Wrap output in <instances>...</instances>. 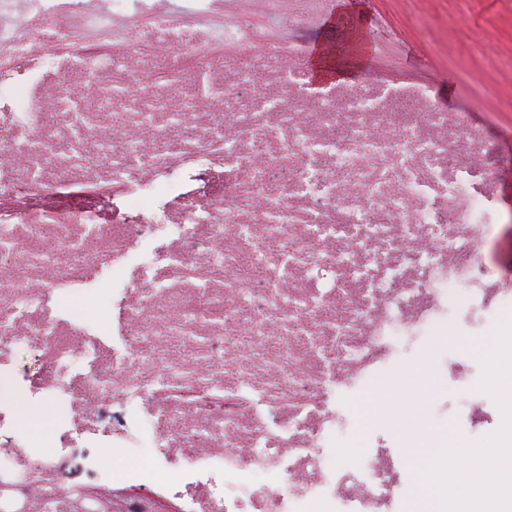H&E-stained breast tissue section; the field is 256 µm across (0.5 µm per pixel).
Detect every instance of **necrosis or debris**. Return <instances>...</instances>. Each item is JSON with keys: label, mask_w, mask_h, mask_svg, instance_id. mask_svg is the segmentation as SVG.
I'll list each match as a JSON object with an SVG mask.
<instances>
[{"label": "necrosis or debris", "mask_w": 512, "mask_h": 512, "mask_svg": "<svg viewBox=\"0 0 512 512\" xmlns=\"http://www.w3.org/2000/svg\"><path fill=\"white\" fill-rule=\"evenodd\" d=\"M326 4L0 0V379L52 411L0 397L14 499L95 441L149 456L128 512H393L389 453L320 457L331 396L484 271L495 170L422 87L309 91L279 27ZM30 362L29 357L25 353H20L15 361V380H13V388L9 393V399L11 400L13 407L19 417L21 427V421L31 415L36 410H42L41 408L33 405L28 398V395L25 389L16 382V380H20L24 375L27 374V364ZM39 413L32 414L26 422L30 423L29 426L35 427L38 425L39 421L37 420L39 417Z\"/></svg>", "instance_id": "obj_1"}]
</instances>
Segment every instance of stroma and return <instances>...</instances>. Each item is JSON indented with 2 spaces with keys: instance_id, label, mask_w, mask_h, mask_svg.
Returning <instances> with one entry per match:
<instances>
[{
  "instance_id": "obj_1",
  "label": "stroma",
  "mask_w": 512,
  "mask_h": 512,
  "mask_svg": "<svg viewBox=\"0 0 512 512\" xmlns=\"http://www.w3.org/2000/svg\"><path fill=\"white\" fill-rule=\"evenodd\" d=\"M295 37L306 44L321 42L325 53L320 65L337 82L354 84L376 77L428 86L432 99L452 114L460 130L478 132L489 156L499 162L491 204L496 220L483 248L489 272L481 282L493 292L485 323L470 326L463 313H451L429 343L394 337L395 364L381 378L391 383L417 370H429L440 386L425 401L426 425L461 418L487 393L479 388L455 389L448 364L465 360L479 374L482 363L464 351L447 350L438 357L431 351L448 334L461 340L486 335L512 309V302L499 292L512 273V0H349L333 27L303 28ZM376 382L371 379L334 394L343 424L330 446L341 471L364 470L369 451L377 449L395 455L399 469L407 467L393 420L412 412L416 397L411 393L387 397L385 405L393 420L374 421L355 453L345 452L360 423L359 408L374 396Z\"/></svg>"
}]
</instances>
